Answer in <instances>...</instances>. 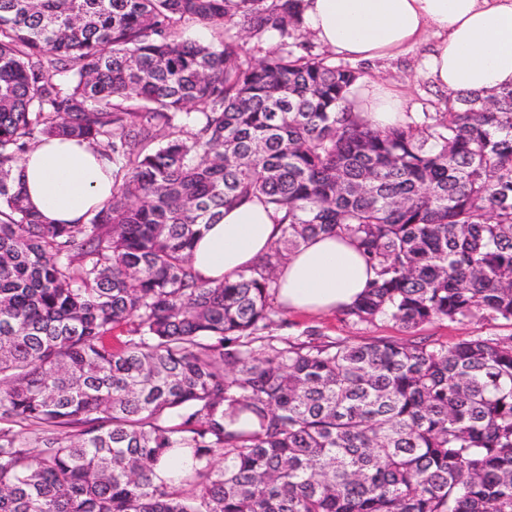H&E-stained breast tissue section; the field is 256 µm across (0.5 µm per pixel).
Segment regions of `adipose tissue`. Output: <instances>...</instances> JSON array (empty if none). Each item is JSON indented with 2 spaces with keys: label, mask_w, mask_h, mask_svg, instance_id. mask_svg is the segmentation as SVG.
Masks as SVG:
<instances>
[{
  "label": "adipose tissue",
  "mask_w": 512,
  "mask_h": 512,
  "mask_svg": "<svg viewBox=\"0 0 512 512\" xmlns=\"http://www.w3.org/2000/svg\"><path fill=\"white\" fill-rule=\"evenodd\" d=\"M302 21L317 43L351 60L393 58L424 47L423 66L445 91L512 88V0H304ZM375 129L406 123L391 85L370 83L356 105ZM15 177L28 203L55 224H83L112 193V166L92 144L55 138L23 157ZM280 214L257 199L224 210L197 238L192 264L205 281H236L269 254ZM374 272L347 238L320 234L277 270V300L294 312L353 304Z\"/></svg>",
  "instance_id": "obj_1"
}]
</instances>
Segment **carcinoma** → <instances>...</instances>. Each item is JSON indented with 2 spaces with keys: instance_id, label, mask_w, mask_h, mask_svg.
<instances>
[{
  "instance_id": "carcinoma-1",
  "label": "carcinoma",
  "mask_w": 512,
  "mask_h": 512,
  "mask_svg": "<svg viewBox=\"0 0 512 512\" xmlns=\"http://www.w3.org/2000/svg\"><path fill=\"white\" fill-rule=\"evenodd\" d=\"M301 2L0 0V512H512V336L269 334L318 234L375 272L349 321L512 322V89L374 129ZM57 136L112 163L86 224L14 177ZM253 198L273 249L202 281L195 238Z\"/></svg>"
}]
</instances>
